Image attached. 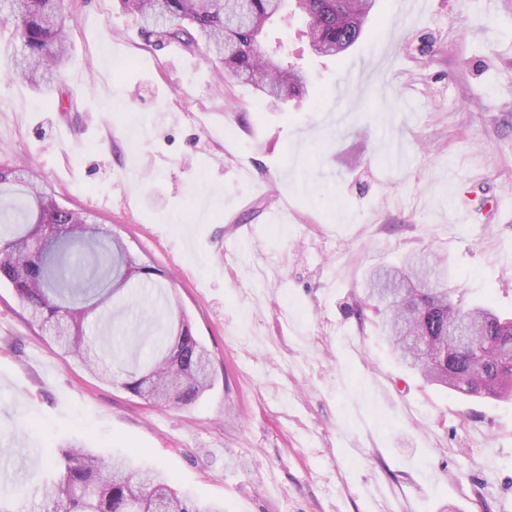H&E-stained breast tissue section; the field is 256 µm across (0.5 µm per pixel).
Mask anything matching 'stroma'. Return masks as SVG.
Listing matches in <instances>:
<instances>
[{
  "instance_id": "obj_1",
  "label": "stroma",
  "mask_w": 512,
  "mask_h": 512,
  "mask_svg": "<svg viewBox=\"0 0 512 512\" xmlns=\"http://www.w3.org/2000/svg\"><path fill=\"white\" fill-rule=\"evenodd\" d=\"M64 2L55 110L0 24V163L169 273L216 380L188 407L101 381L1 281L0 486L22 512H42L67 442L224 512H512V402L426 385L364 303L370 270L424 252L452 300L512 318V0H377L330 57L293 19L279 35L309 81L275 106L117 0ZM140 316L126 304L93 333L126 347Z\"/></svg>"
}]
</instances>
